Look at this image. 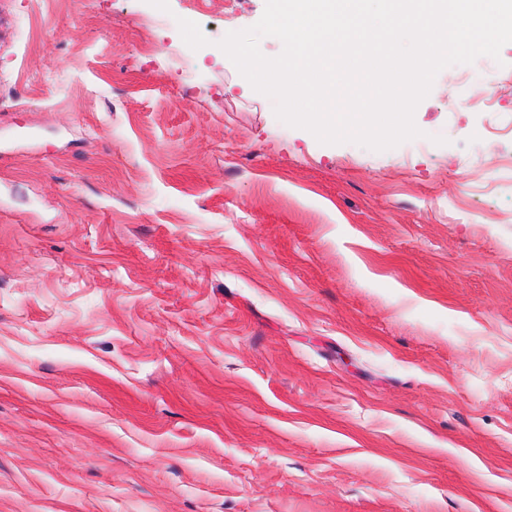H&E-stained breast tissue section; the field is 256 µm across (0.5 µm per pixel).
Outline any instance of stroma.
<instances>
[{"label":"stroma","mask_w":512,"mask_h":512,"mask_svg":"<svg viewBox=\"0 0 512 512\" xmlns=\"http://www.w3.org/2000/svg\"><path fill=\"white\" fill-rule=\"evenodd\" d=\"M264 8L0 0V512H512V43L325 145L216 53ZM483 87L484 89L479 95L472 94L471 92L463 94L457 101V108L466 110L479 104L486 107H493L497 102L495 80L489 79L488 83Z\"/></svg>","instance_id":"stroma-1"}]
</instances>
